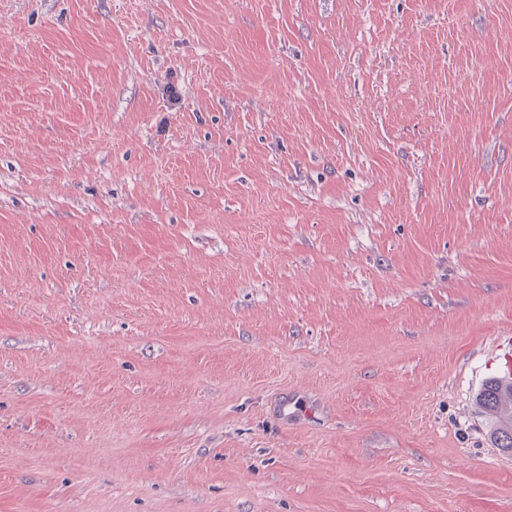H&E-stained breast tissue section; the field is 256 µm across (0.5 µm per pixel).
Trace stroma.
<instances>
[{"instance_id":"35a3bbf8","label":"stroma","mask_w":512,"mask_h":512,"mask_svg":"<svg viewBox=\"0 0 512 512\" xmlns=\"http://www.w3.org/2000/svg\"><path fill=\"white\" fill-rule=\"evenodd\" d=\"M510 365L512 0H0V512H512ZM485 413L495 418L491 436L496 448L512 453V378L489 379L477 396Z\"/></svg>"}]
</instances>
